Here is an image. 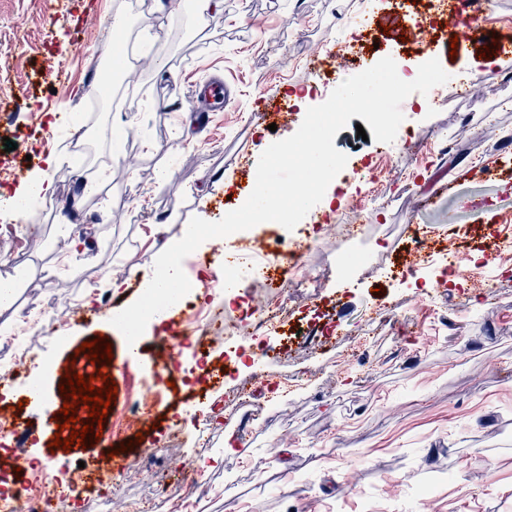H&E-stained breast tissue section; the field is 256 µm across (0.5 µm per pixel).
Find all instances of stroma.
<instances>
[{
	"instance_id": "obj_1",
	"label": "stroma",
	"mask_w": 512,
	"mask_h": 512,
	"mask_svg": "<svg viewBox=\"0 0 512 512\" xmlns=\"http://www.w3.org/2000/svg\"><path fill=\"white\" fill-rule=\"evenodd\" d=\"M142 2L60 0L49 23L46 0H0V138L17 145L0 149V189H13L14 174L42 166L47 154L63 158L51 173L53 195L28 206L24 224L0 208L8 250L0 281L13 286L0 303V414L20 431L5 443L9 455L42 460L59 481L88 474L74 512H512V258L497 255L483 231L512 225V57L484 59L488 41L512 39V0H494L483 38L458 45L456 26L400 0H224L221 12L203 16L179 2L151 23L137 11ZM117 12L127 22L121 34L164 60L148 69L142 93L113 80L106 51L121 35L111 26ZM342 43L370 54H349L340 67L332 51ZM386 56L408 72L435 58L451 75L401 106L427 144L361 139L356 116L336 134L353 191L339 208L361 230L321 240L310 263L329 273L317 287L295 289L288 322L263 340V356L243 350L233 373L210 384L176 379L139 430L53 448L44 412L62 408L65 374L87 360L82 343L111 345L102 372L117 396L103 428L141 386L111 323L139 296L134 269L152 266L191 218L217 221L242 204L261 153L295 133L307 107ZM60 70L70 76L64 88L54 85ZM477 71L479 87L462 95L461 81ZM213 73L234 94L205 127L192 89ZM294 92L305 103L269 130V99ZM116 116L125 123L118 141L103 133ZM76 121L95 150L84 168L73 163ZM35 124L52 143L28 138ZM436 138L452 150L430 147ZM387 152L391 162L371 174L366 162ZM441 173L451 191L435 208H419ZM79 180L99 187L77 192ZM414 228L454 243L460 266L447 285L434 265L398 275ZM73 234L87 235L84 249L70 248ZM107 254L125 288L101 274ZM58 324L61 337H46ZM37 371L46 409L29 399L26 377ZM245 386L256 418L244 438ZM192 413L209 422L207 439L184 427ZM118 448L127 475L98 482ZM149 448L157 458L145 465Z\"/></svg>"
}]
</instances>
